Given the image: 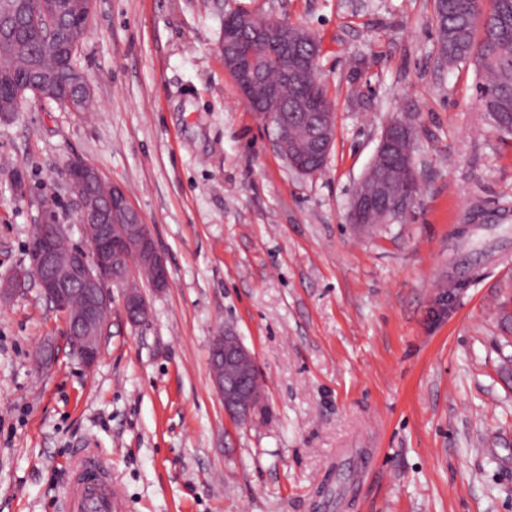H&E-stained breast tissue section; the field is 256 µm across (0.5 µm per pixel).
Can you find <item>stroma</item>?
I'll return each instance as SVG.
<instances>
[{
    "mask_svg": "<svg viewBox=\"0 0 512 512\" xmlns=\"http://www.w3.org/2000/svg\"><path fill=\"white\" fill-rule=\"evenodd\" d=\"M232 11L318 41L321 173L289 169L242 101L218 50ZM75 56L90 111L31 96L0 118V277L44 212L82 243L79 157L124 188L169 286L139 279L136 326L113 296L90 368L34 283L0 303V512H63L84 449L127 512H512V136L475 68L441 63L433 0H93ZM395 116L420 190L362 229L351 195ZM227 327L265 393L243 425L208 380Z\"/></svg>",
    "mask_w": 512,
    "mask_h": 512,
    "instance_id": "1",
    "label": "stroma"
}]
</instances>
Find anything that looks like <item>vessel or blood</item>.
<instances>
[{
	"instance_id": "b4317fda",
	"label": "vessel or blood",
	"mask_w": 512,
	"mask_h": 512,
	"mask_svg": "<svg viewBox=\"0 0 512 512\" xmlns=\"http://www.w3.org/2000/svg\"><path fill=\"white\" fill-rule=\"evenodd\" d=\"M66 512H123L124 503L107 464L97 455L81 454L75 465V484L65 500Z\"/></svg>"
}]
</instances>
